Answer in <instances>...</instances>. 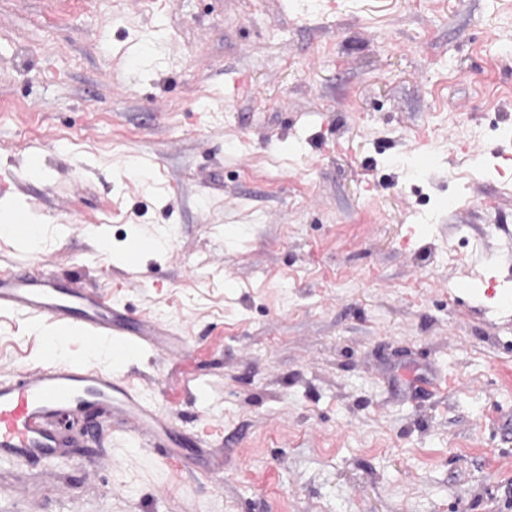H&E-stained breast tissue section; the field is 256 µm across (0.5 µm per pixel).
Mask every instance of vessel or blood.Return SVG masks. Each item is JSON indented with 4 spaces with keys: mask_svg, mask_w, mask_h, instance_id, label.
<instances>
[{
    "mask_svg": "<svg viewBox=\"0 0 512 512\" xmlns=\"http://www.w3.org/2000/svg\"><path fill=\"white\" fill-rule=\"evenodd\" d=\"M0 311L35 320L77 325L78 339L95 345L110 342L121 348L149 345L175 357L187 354L186 344L170 346L157 323L132 326L102 294L66 288L42 262L24 272L0 273ZM110 413L126 424L141 442L176 458L168 420L126 380L111 370L81 360L40 362L9 372L0 371V459L35 461L75 444L59 428L61 419L76 421L89 410Z\"/></svg>",
    "mask_w": 512,
    "mask_h": 512,
    "instance_id": "vessel-or-blood-1",
    "label": "vessel or blood"
}]
</instances>
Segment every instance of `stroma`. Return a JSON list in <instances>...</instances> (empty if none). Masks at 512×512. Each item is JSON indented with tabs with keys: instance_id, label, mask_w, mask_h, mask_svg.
Returning a JSON list of instances; mask_svg holds the SVG:
<instances>
[{
	"instance_id": "1",
	"label": "stroma",
	"mask_w": 512,
	"mask_h": 512,
	"mask_svg": "<svg viewBox=\"0 0 512 512\" xmlns=\"http://www.w3.org/2000/svg\"><path fill=\"white\" fill-rule=\"evenodd\" d=\"M0 201L191 348L111 367L182 460L98 412L0 512H512V0H0Z\"/></svg>"
}]
</instances>
